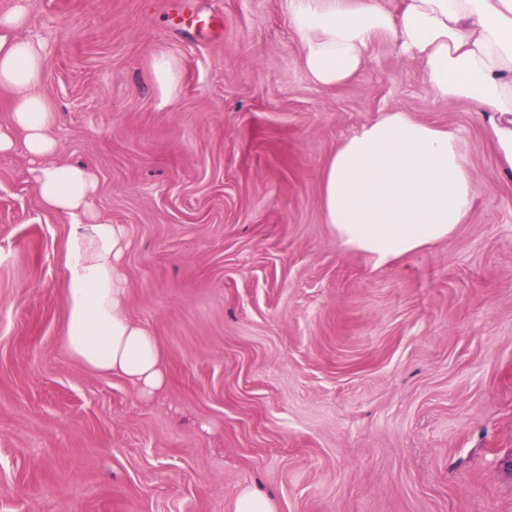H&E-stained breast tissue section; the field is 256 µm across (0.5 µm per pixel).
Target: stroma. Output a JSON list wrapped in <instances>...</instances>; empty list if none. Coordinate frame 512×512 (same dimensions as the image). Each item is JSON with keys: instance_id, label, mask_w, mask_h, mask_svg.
Returning a JSON list of instances; mask_svg holds the SVG:
<instances>
[{"instance_id": "1", "label": "stroma", "mask_w": 512, "mask_h": 512, "mask_svg": "<svg viewBox=\"0 0 512 512\" xmlns=\"http://www.w3.org/2000/svg\"><path fill=\"white\" fill-rule=\"evenodd\" d=\"M288 3L33 0L58 158L127 230L168 382L146 401L68 355V221L0 157V512H234L246 488L276 512H512V177L388 44L316 84ZM390 110L455 131L474 202L378 267L337 247L321 178Z\"/></svg>"}]
</instances>
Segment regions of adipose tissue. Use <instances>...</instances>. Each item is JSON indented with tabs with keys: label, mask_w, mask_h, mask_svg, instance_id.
Listing matches in <instances>:
<instances>
[{
	"label": "adipose tissue",
	"mask_w": 512,
	"mask_h": 512,
	"mask_svg": "<svg viewBox=\"0 0 512 512\" xmlns=\"http://www.w3.org/2000/svg\"><path fill=\"white\" fill-rule=\"evenodd\" d=\"M30 9L31 0H15L0 12V88L11 94L0 156L23 152L42 207L69 220L62 345L147 400L163 389L166 364L155 337L127 311V232L96 208L92 167L55 158L57 108L39 91L46 62L41 40L25 33ZM289 20L305 71L323 86L350 81L377 40L418 62L433 99L467 102L489 119L501 167L512 175V0H289ZM473 180L454 131L383 111L326 163L324 219L338 247L381 266L451 238L472 209Z\"/></svg>",
	"instance_id": "1"
}]
</instances>
